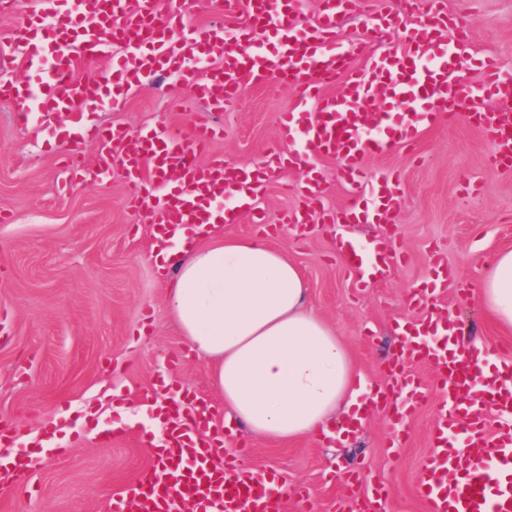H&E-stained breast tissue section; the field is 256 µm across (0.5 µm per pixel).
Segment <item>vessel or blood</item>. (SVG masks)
Segmentation results:
<instances>
[{
  "mask_svg": "<svg viewBox=\"0 0 512 512\" xmlns=\"http://www.w3.org/2000/svg\"><path fill=\"white\" fill-rule=\"evenodd\" d=\"M187 0H36L15 36L18 57L28 68L55 60L46 92L33 95L27 83L0 85L15 114L38 108L70 115L84 133L82 114L104 103L115 73L135 65L158 72L188 89L209 111L237 103L244 88L270 82L293 89L279 132L288 142V166L300 173L292 192L298 207L284 223L307 225L391 223L399 207V177L391 171L367 173L365 159L409 149L439 120L459 117L475 124L489 147L488 161L512 167V111L487 113L485 99H512V71L493 58L482 62L484 76L472 84L463 74L469 42L462 22L442 40L434 30L443 24L441 0H431L423 19L401 14L383 18L363 14L360 38L337 41L336 31L353 0H321L314 21H306L299 0H225L229 13L244 11L237 28L202 32L189 24ZM403 29L402 44L385 52L375 46L385 25ZM261 30L276 33L273 48L254 41ZM102 59L109 66L97 77L79 81L75 63ZM470 103L459 114L461 103ZM213 125L197 127L185 138L153 129L129 136L114 127L102 131L103 168L119 165L133 203L144 208L161 235L185 224L221 220L238 223L241 214L262 223L256 211L260 182L251 172L214 159L199 166L198 153L216 136ZM331 157L346 185L351 204L340 214L326 208L328 179L317 161ZM347 263L360 283L387 277L402 255L394 244L371 249L344 242ZM426 316L398 323V352L384 370V382L369 389L364 404L387 418L392 433L385 441L397 453L405 439L404 420L425 401L427 387L410 370L429 362L436 372L441 401L429 432L431 453L417 477V492L428 512H512V357L484 373L475 350L458 347L450 311L432 306L427 295L414 301ZM498 415L489 427L488 410ZM160 436L152 446L154 462L126 489L115 493L109 512H177L189 499L195 512H285L286 497L305 500V489L289 486L285 475L249 470L237 458L245 444L232 429L219 426L212 406L185 390L170 391L156 408ZM350 494L336 512H379L382 490L371 477L348 479Z\"/></svg>",
  "mask_w": 512,
  "mask_h": 512,
  "instance_id": "b4317fda",
  "label": "vessel or blood"
}]
</instances>
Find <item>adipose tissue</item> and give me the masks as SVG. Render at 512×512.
Wrapping results in <instances>:
<instances>
[{"mask_svg": "<svg viewBox=\"0 0 512 512\" xmlns=\"http://www.w3.org/2000/svg\"><path fill=\"white\" fill-rule=\"evenodd\" d=\"M179 231L155 252L172 270L164 307L191 350L213 367L230 421L289 442L329 426L357 403L348 347L314 309L298 268L260 239ZM488 319L512 331V250L477 285Z\"/></svg>", "mask_w": 512, "mask_h": 512, "instance_id": "obj_1", "label": "adipose tissue"}]
</instances>
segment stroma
I'll return each mask as SVG.
<instances>
[{
	"instance_id": "obj_1",
	"label": "stroma",
	"mask_w": 512,
	"mask_h": 512,
	"mask_svg": "<svg viewBox=\"0 0 512 512\" xmlns=\"http://www.w3.org/2000/svg\"><path fill=\"white\" fill-rule=\"evenodd\" d=\"M471 32L470 51L490 53L512 69V0H445ZM30 7L0 14V80L38 83L39 73L13 65L12 32ZM292 102L289 86L249 87L237 106L206 111L183 88L143 80L136 93L121 94L85 113L93 128L117 126L138 135L152 127L184 135L198 123L222 129L211 154L235 165L258 168L281 149L278 116ZM65 116L43 112L17 119L0 101V426L17 425L48 440L36 458L26 488L0 481V512H105L112 492L128 487L153 461L143 436L154 433L144 414L122 439L105 444L97 433L116 421V402H139L158 378L194 390L223 409L210 368L196 359L163 307L164 281L153 256V226L126 199L120 167L95 186L60 190L62 160L79 155L88 167L100 163L95 138L67 134ZM371 171L395 169L401 176V207L389 224H352L365 242L389 238L405 259L388 279L356 287V276L337 247L336 227L315 222L306 233L282 223L296 203L283 180L263 181L257 204L261 224L241 218L228 236L260 234L282 249L302 272L316 310L349 347L365 384L383 383V367L397 337V320L412 317L410 293L430 276L432 251L443 252L457 275L433 299L448 308L470 342L497 361L512 334L487 319L473 287L494 255L512 249V171L487 162V145L465 120L438 122L417 151L403 148L367 160ZM428 387L425 403L407 420V436L395 458L385 456L389 422L364 415L361 432L346 439L308 434L279 443L244 433L250 452L241 463L286 472L307 488V502H289L288 512H336L349 488L346 472L364 468L388 488L384 512H427L415 492L418 470L430 452L428 433L439 403L435 372L416 366Z\"/></svg>"
}]
</instances>
